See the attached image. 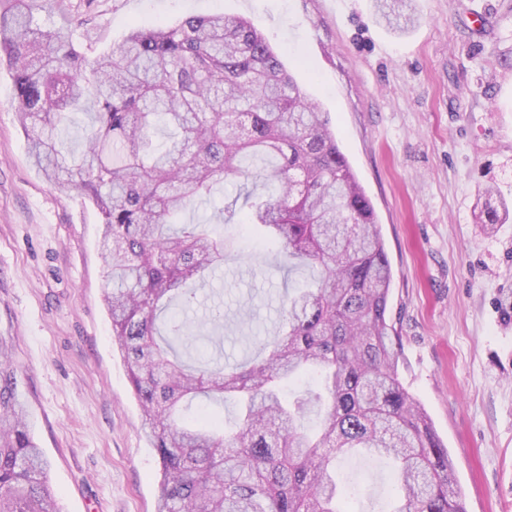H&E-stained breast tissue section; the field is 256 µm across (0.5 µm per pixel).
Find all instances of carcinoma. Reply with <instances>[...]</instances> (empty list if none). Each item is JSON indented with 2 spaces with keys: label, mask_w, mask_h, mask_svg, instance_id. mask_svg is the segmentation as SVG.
<instances>
[{
  "label": "carcinoma",
  "mask_w": 512,
  "mask_h": 512,
  "mask_svg": "<svg viewBox=\"0 0 512 512\" xmlns=\"http://www.w3.org/2000/svg\"><path fill=\"white\" fill-rule=\"evenodd\" d=\"M411 22L406 0H376ZM58 0H0V61L33 163L101 215L103 300L159 458L157 512H349L336 457L362 448L396 464L392 512H465L448 448L399 378L388 323L392 282L377 215L320 110L255 24L189 16L132 28L96 55L66 16L43 31L34 12ZM89 117L79 153L63 152L71 117ZM227 183L217 209L280 245L281 266L318 274L285 293L277 330L232 366L192 354L181 312L224 267L229 241L184 215ZM314 375L290 399L283 387ZM205 397L238 409L233 424ZM323 415L317 431L302 424ZM35 442L11 347L0 336V512H62Z\"/></svg>",
  "instance_id": "cac0c4a2"
}]
</instances>
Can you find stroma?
Wrapping results in <instances>:
<instances>
[{"mask_svg":"<svg viewBox=\"0 0 512 512\" xmlns=\"http://www.w3.org/2000/svg\"><path fill=\"white\" fill-rule=\"evenodd\" d=\"M35 12L86 20L91 48L132 26L190 15L252 19L328 112L371 199L392 268L399 376L447 446L467 512H512V0H412L415 22L379 20L374 0H61ZM0 69V336L13 345L29 424L62 512H155L160 464L112 344L102 300L98 210L64 195L28 157ZM509 212L484 233L483 190ZM223 269L197 292L192 337L219 331L225 360L251 356L277 321V245L228 224ZM359 481L352 512L396 498L385 460L340 457Z\"/></svg>","mask_w":512,"mask_h":512,"instance_id":"1","label":"stroma"}]
</instances>
